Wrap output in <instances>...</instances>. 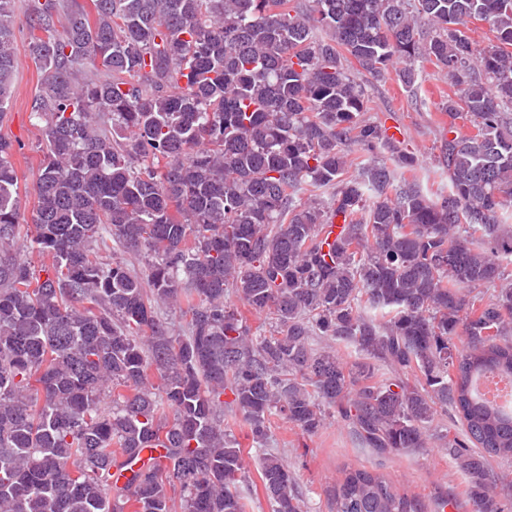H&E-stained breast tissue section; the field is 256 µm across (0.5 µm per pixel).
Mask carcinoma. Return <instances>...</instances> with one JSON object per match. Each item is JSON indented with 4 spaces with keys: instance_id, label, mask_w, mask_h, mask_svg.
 <instances>
[{
    "instance_id": "carcinoma-1",
    "label": "carcinoma",
    "mask_w": 512,
    "mask_h": 512,
    "mask_svg": "<svg viewBox=\"0 0 512 512\" xmlns=\"http://www.w3.org/2000/svg\"><path fill=\"white\" fill-rule=\"evenodd\" d=\"M290 2L0 0V118L20 12L44 74L29 224L0 137V512H245L224 417L262 447L273 415L376 456L439 442L472 512H512V408L473 390L512 378V0ZM424 61L449 85L434 197L365 117L369 83L410 93ZM259 473L304 512L285 459ZM333 512L426 507L349 468Z\"/></svg>"
}]
</instances>
